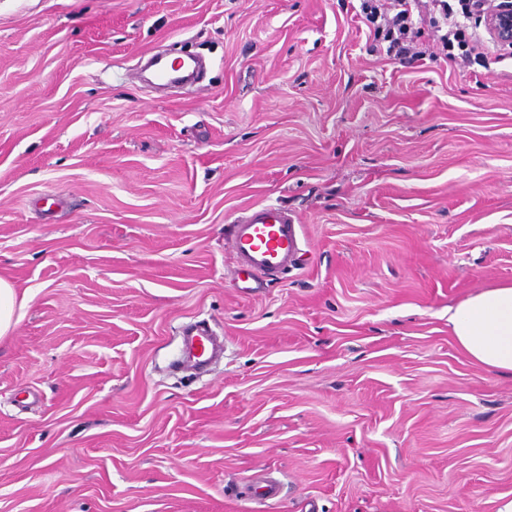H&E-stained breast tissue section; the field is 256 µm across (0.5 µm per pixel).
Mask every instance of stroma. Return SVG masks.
Returning <instances> with one entry per match:
<instances>
[{"label":"stroma","mask_w":512,"mask_h":512,"mask_svg":"<svg viewBox=\"0 0 512 512\" xmlns=\"http://www.w3.org/2000/svg\"><path fill=\"white\" fill-rule=\"evenodd\" d=\"M359 0H0V512H498L512 376L448 309L512 283V50L372 53ZM202 83H139L155 48ZM303 252L255 294L224 227ZM207 322L224 356L180 369ZM282 483L258 504L256 475ZM296 224L287 208L262 204L247 208L228 225L225 240L240 292L259 291L264 281L296 264L301 251ZM26 303L25 295L18 300L16 288L0 277V338L6 336L19 323L21 315L17 313Z\"/></svg>","instance_id":"35a3bbf8"}]
</instances>
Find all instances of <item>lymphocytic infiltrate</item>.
<instances>
[{
  "instance_id": "f902f5d3",
  "label": "lymphocytic infiltrate",
  "mask_w": 512,
  "mask_h": 512,
  "mask_svg": "<svg viewBox=\"0 0 512 512\" xmlns=\"http://www.w3.org/2000/svg\"><path fill=\"white\" fill-rule=\"evenodd\" d=\"M491 3L462 0L456 11L448 0H361L360 15L386 54L422 61L455 46L468 65L486 62L497 50L474 25Z\"/></svg>"
}]
</instances>
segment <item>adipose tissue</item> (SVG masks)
<instances>
[{"label":"adipose tissue","instance_id":"1","mask_svg":"<svg viewBox=\"0 0 512 512\" xmlns=\"http://www.w3.org/2000/svg\"><path fill=\"white\" fill-rule=\"evenodd\" d=\"M448 325L472 362L512 375V284L486 289L449 307Z\"/></svg>","mask_w":512,"mask_h":512}]
</instances>
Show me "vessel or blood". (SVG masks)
<instances>
[{"label": "vessel or blood", "mask_w": 512, "mask_h": 512, "mask_svg": "<svg viewBox=\"0 0 512 512\" xmlns=\"http://www.w3.org/2000/svg\"><path fill=\"white\" fill-rule=\"evenodd\" d=\"M296 224L287 208L262 204L247 208L228 225L225 240L241 292H256L267 278L295 265L301 246ZM183 344L184 358L199 363L207 361L213 352L211 334L203 328L188 329Z\"/></svg>", "instance_id": "vessel-or-blood-1"}]
</instances>
